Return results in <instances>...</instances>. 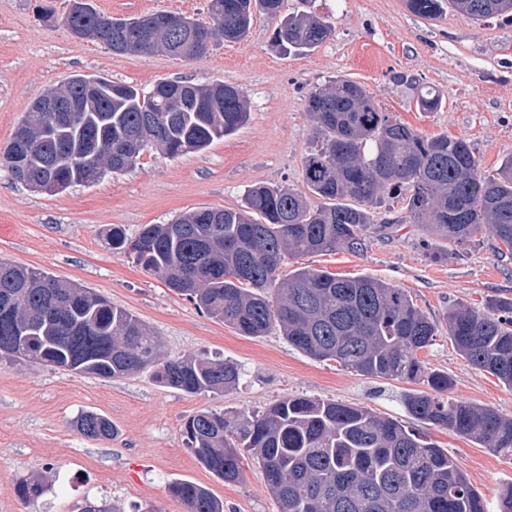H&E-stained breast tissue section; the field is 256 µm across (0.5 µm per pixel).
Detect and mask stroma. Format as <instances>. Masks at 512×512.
Listing matches in <instances>:
<instances>
[{
    "label": "stroma",
    "mask_w": 512,
    "mask_h": 512,
    "mask_svg": "<svg viewBox=\"0 0 512 512\" xmlns=\"http://www.w3.org/2000/svg\"><path fill=\"white\" fill-rule=\"evenodd\" d=\"M41 2L0 0V148L38 96L78 74L143 90L176 77L223 82L244 92L250 116L204 151L170 158L149 149L130 171L60 193L31 190L0 164V259L104 296L159 336L163 357L231 361L241 377L232 390L190 395L160 385L148 369L102 379L0 360V512H82L90 501L114 504L119 512H186L168 493L178 480L209 488L224 512H279L255 459L244 457L241 481L225 482L188 450L182 426L203 410L249 414L299 395L357 404L426 435L497 512L500 493L512 486V457L410 416L404 398L415 384L317 361L276 331L240 335L114 253L106 234L118 224L132 237L143 225L167 224L198 208L239 207L247 186L256 183L302 189L303 156L314 140L305 97L337 76L364 86L384 111L426 136L466 137L483 169L495 171L512 153V19L473 21L448 9L430 20L410 12L404 0H285L286 12L328 21L332 37L308 54L287 56L272 44L275 21L259 14L245 40L184 61L163 52L115 54L100 42L76 39L60 20L68 0H53L58 17L50 22L36 17ZM207 2L92 0L113 18L164 11L203 23L210 20ZM420 84L442 96L440 111L418 110ZM399 217L375 208L374 223L393 225L388 237L371 238L360 254L288 258L280 272L306 266L407 289L440 323L419 356L453 379L452 398L512 417V389L463 359L441 324L453 305L480 308L489 298L512 297V256L502 255L483 230L465 247L438 240L425 245V233ZM431 248L445 252V259L431 261ZM86 410L112 421V439L75 429ZM27 475L46 484L33 506L15 492L17 478Z\"/></svg>",
    "instance_id": "35a3bbf8"
}]
</instances>
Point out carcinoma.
<instances>
[{
	"label": "carcinoma",
	"instance_id": "obj_1",
	"mask_svg": "<svg viewBox=\"0 0 512 512\" xmlns=\"http://www.w3.org/2000/svg\"><path fill=\"white\" fill-rule=\"evenodd\" d=\"M406 5L426 19L446 5L474 21L512 13V0ZM208 10L213 24L190 19L183 29L171 27L163 12L114 18L107 47L130 54L153 44L182 58L192 41L203 56L220 43L244 40L258 13L277 22L272 40L286 54L310 52L333 35L315 14L284 13V0H209ZM100 16L89 4L77 15L65 12L63 23L69 30L91 27ZM94 83L112 86V93L87 98ZM220 87L224 94L214 108L173 112L156 87L145 91L76 75L66 89L83 110L45 112L31 124L23 118L0 159L18 163L29 182L62 192L107 172L132 170L148 148L170 158L199 152L249 117L244 92ZM416 102L423 112L441 108L440 95L427 87L417 88ZM305 105L316 132L302 161L306 191L256 184L239 208L197 209L169 224H145L133 238L115 225L109 244L244 336L277 330L314 359L425 385L405 397L410 415L512 456V418L450 398L448 373L427 368L418 357L438 326L405 289L306 266L286 278L278 274L287 255L364 251L369 235L391 228L373 223V209L381 204L390 211L401 205L405 222L447 243L465 244L485 227L498 249L512 254V154L494 173L485 172L466 138L428 137L342 77L309 92ZM444 321L462 358L512 388V297L492 298L482 309L454 305ZM3 340L11 347L0 358L11 362L105 379L152 366L156 382L187 394L228 391L240 376L229 362L164 359L158 337L103 296L80 294L48 272L0 260ZM74 426L96 440L114 435L112 422L93 412L81 413ZM182 435L199 462L226 482L241 480L243 452L250 453L280 512H487L448 452L356 405L293 396L233 420L201 411L184 422ZM44 490L35 477L15 485L18 497L32 505ZM169 492L186 512H224V502L201 485L176 481Z\"/></svg>",
	"mask_w": 512,
	"mask_h": 512
}]
</instances>
